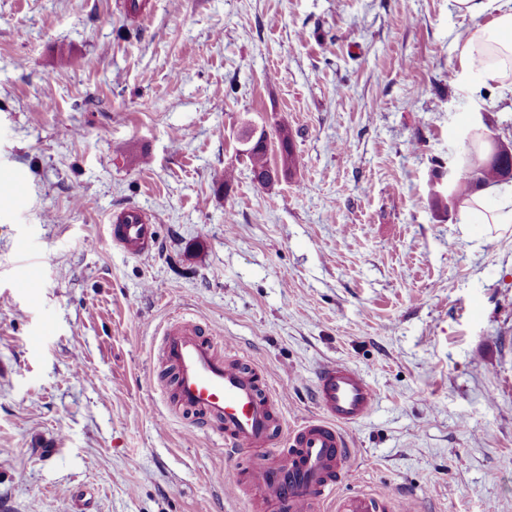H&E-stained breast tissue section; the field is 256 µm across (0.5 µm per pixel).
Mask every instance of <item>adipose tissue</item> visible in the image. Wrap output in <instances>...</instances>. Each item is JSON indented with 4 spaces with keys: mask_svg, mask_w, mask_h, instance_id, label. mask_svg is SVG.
Instances as JSON below:
<instances>
[{
    "mask_svg": "<svg viewBox=\"0 0 512 512\" xmlns=\"http://www.w3.org/2000/svg\"><path fill=\"white\" fill-rule=\"evenodd\" d=\"M454 9L473 17L462 49L463 65L483 84L512 91V0H452ZM498 201L487 207L482 191L467 194L458 206L463 218L484 224H512V185L493 186Z\"/></svg>",
    "mask_w": 512,
    "mask_h": 512,
    "instance_id": "1",
    "label": "adipose tissue"
}]
</instances>
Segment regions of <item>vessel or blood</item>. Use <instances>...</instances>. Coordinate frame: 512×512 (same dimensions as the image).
<instances>
[{
  "label": "vessel or blood",
  "instance_id": "1",
  "mask_svg": "<svg viewBox=\"0 0 512 512\" xmlns=\"http://www.w3.org/2000/svg\"><path fill=\"white\" fill-rule=\"evenodd\" d=\"M113 243L133 255L150 253L156 230L137 208L109 218ZM160 358L169 370L175 406L213 425L230 450L264 448L280 427L268 383L245 362L218 354L206 327L184 317L170 318L162 331ZM315 399L321 417L296 426L288 447L248 472L226 468L225 487H248L253 512H318L349 473L344 434L374 409L376 393L358 370L341 362L323 364ZM385 500L365 493L343 498L339 512H387Z\"/></svg>",
  "mask_w": 512,
  "mask_h": 512
}]
</instances>
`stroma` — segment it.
I'll return each mask as SVG.
<instances>
[{"label":"stroma","mask_w":512,"mask_h":512,"mask_svg":"<svg viewBox=\"0 0 512 512\" xmlns=\"http://www.w3.org/2000/svg\"><path fill=\"white\" fill-rule=\"evenodd\" d=\"M0 0V512H250L216 476L317 417L318 368L360 370L337 493L394 512H512V224L438 213L430 184L512 93L463 68L451 0ZM288 127L259 185L239 135ZM232 180H225V171ZM135 205L148 256L109 234ZM211 326L283 398L226 450L171 411L160 328Z\"/></svg>","instance_id":"obj_1"}]
</instances>
